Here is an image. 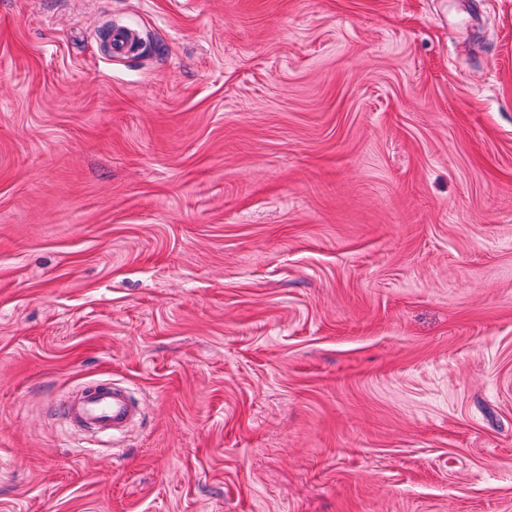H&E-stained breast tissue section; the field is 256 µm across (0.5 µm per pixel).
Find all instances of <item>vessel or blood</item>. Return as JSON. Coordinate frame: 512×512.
Instances as JSON below:
<instances>
[{"label": "vessel or blood", "mask_w": 512, "mask_h": 512, "mask_svg": "<svg viewBox=\"0 0 512 512\" xmlns=\"http://www.w3.org/2000/svg\"><path fill=\"white\" fill-rule=\"evenodd\" d=\"M56 412L69 428L89 433L105 447L125 437L140 415L132 390L113 380L71 392L57 405Z\"/></svg>", "instance_id": "vessel-or-blood-1"}]
</instances>
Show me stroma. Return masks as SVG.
<instances>
[{"label": "stroma", "mask_w": 512, "mask_h": 512, "mask_svg": "<svg viewBox=\"0 0 512 512\" xmlns=\"http://www.w3.org/2000/svg\"><path fill=\"white\" fill-rule=\"evenodd\" d=\"M0 512H512V0H0ZM71 429L87 432L100 446L112 447L123 438L140 415L132 390L115 380L77 389L55 408Z\"/></svg>", "instance_id": "stroma-1"}]
</instances>
